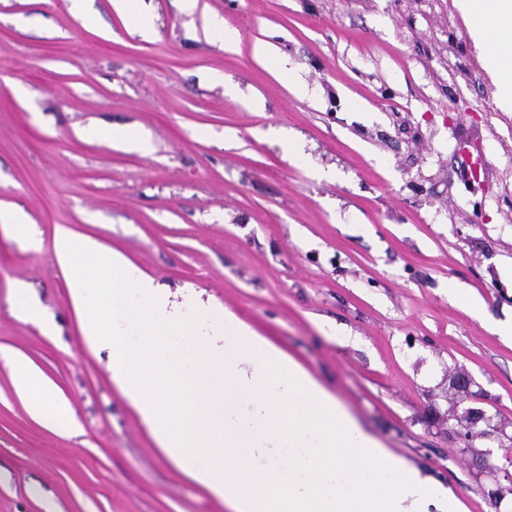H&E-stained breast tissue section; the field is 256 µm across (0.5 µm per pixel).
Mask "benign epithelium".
Returning a JSON list of instances; mask_svg holds the SVG:
<instances>
[{"mask_svg": "<svg viewBox=\"0 0 512 512\" xmlns=\"http://www.w3.org/2000/svg\"><path fill=\"white\" fill-rule=\"evenodd\" d=\"M475 382L470 374L464 370L454 373L448 385V399L453 401L452 412L463 420L465 432L459 434L462 443L460 451L471 454L478 461L477 477H486L493 481L494 488L488 491V497L493 506H498L505 498V491L512 492V471L507 465H496L491 462L490 453L474 448V439L498 437L512 443V434L507 433V427H512V420H496L483 409L466 407L459 409L460 404L480 400V393L473 391Z\"/></svg>", "mask_w": 512, "mask_h": 512, "instance_id": "obj_1", "label": "benign epithelium"}]
</instances>
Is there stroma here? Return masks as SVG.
I'll use <instances>...</instances> for the list:
<instances>
[{
  "instance_id": "obj_1",
  "label": "stroma",
  "mask_w": 512,
  "mask_h": 512,
  "mask_svg": "<svg viewBox=\"0 0 512 512\" xmlns=\"http://www.w3.org/2000/svg\"><path fill=\"white\" fill-rule=\"evenodd\" d=\"M87 5L93 29L69 0H0V202L41 242L0 228V512H225L84 340L61 225L233 312L464 512H495L448 371L512 419V341L487 327L512 321V112L455 0H144L149 40ZM94 124L147 146L87 140ZM18 285L45 325L16 316ZM15 356L77 430L30 415Z\"/></svg>"
}]
</instances>
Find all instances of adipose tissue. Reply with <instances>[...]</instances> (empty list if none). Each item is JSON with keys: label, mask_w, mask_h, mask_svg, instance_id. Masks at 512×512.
Here are the masks:
<instances>
[{"label": "adipose tissue", "mask_w": 512, "mask_h": 512, "mask_svg": "<svg viewBox=\"0 0 512 512\" xmlns=\"http://www.w3.org/2000/svg\"><path fill=\"white\" fill-rule=\"evenodd\" d=\"M457 7L471 21L470 34L492 77L498 105L512 111V0H457ZM12 378L34 418L57 430H74L71 402L37 367L13 359Z\"/></svg>", "instance_id": "adipose-tissue-1"}]
</instances>
